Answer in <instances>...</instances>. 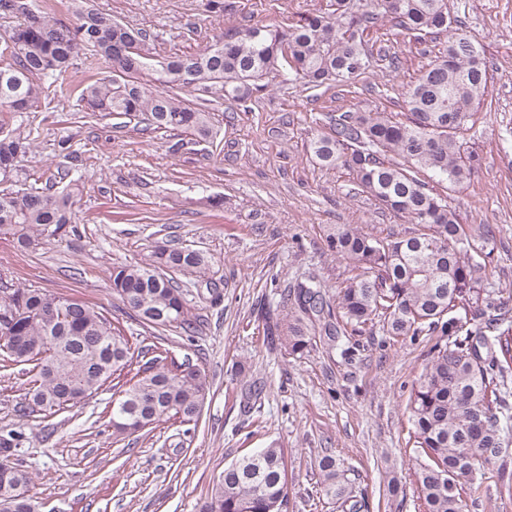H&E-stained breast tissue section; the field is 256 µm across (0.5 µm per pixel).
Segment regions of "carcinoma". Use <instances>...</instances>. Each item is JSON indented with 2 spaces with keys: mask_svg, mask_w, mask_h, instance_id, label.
<instances>
[{
  "mask_svg": "<svg viewBox=\"0 0 512 512\" xmlns=\"http://www.w3.org/2000/svg\"><path fill=\"white\" fill-rule=\"evenodd\" d=\"M333 11L304 14L286 29L246 27L194 53L150 62L149 34L70 0L73 21L44 16L29 0H0V17H21L0 38V236L29 249L73 223L80 193L13 188L30 135L10 113L38 108L44 85L81 57L103 60L112 71L84 85L81 111L125 115L147 127L181 128L198 143L216 146L208 112L184 94L194 91L239 104L264 89L268 77L330 89L370 67L364 33L383 20L412 32L444 33L447 40L405 94L404 112H338L311 141L325 166L353 174L352 193L365 195L413 225L411 235L379 236L350 224L325 226L327 250L349 262L337 294L310 277L281 294L267 335L288 354L321 346L350 355V338L378 333L412 343L429 339L427 363L410 386L407 408L413 441L424 460L414 471L425 512H463V493H479L495 479L512 494V299L485 287L497 227L461 224L445 190L465 184L479 163L464 134L488 96L485 52L451 15L448 0H333ZM210 267L202 252L161 247L145 265L112 268V291L147 325L175 327L191 336L196 320L188 289L174 274L202 278ZM0 360L33 364L32 386L19 407L50 414L75 407L112 384L109 418L117 434L151 431L163 423L198 420L209 387L204 371L153 357L130 343L123 329L94 307L37 288L0 280ZM325 495L341 512H369L368 495L349 482L330 453L315 459ZM29 472L0 463V504L37 512ZM283 449L272 444L224 468L205 512H288Z\"/></svg>",
  "mask_w": 512,
  "mask_h": 512,
  "instance_id": "1",
  "label": "carcinoma"
}]
</instances>
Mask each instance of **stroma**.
Masks as SVG:
<instances>
[{
	"instance_id": "1",
	"label": "stroma",
	"mask_w": 512,
	"mask_h": 512,
	"mask_svg": "<svg viewBox=\"0 0 512 512\" xmlns=\"http://www.w3.org/2000/svg\"><path fill=\"white\" fill-rule=\"evenodd\" d=\"M328 0H89L93 8L150 32L153 58L203 49L225 31L248 25L288 27ZM485 49L489 95L468 122L466 139L480 157L470 181L449 192L461 223L493 224L504 259L492 281L512 292V0H449ZM373 51L405 61L396 73L373 61L353 83L311 90L270 81L248 106L224 101L210 112L222 143H191L178 130H146L123 115L78 111L81 82L106 70L76 62L44 88L41 110L17 114L33 147L19 186L69 169L80 179L73 224L23 251L0 236V277L85 302L123 326L135 345L161 344L177 360L204 369L210 393L198 423L166 424L116 437L104 387L78 407L22 417L17 407L29 366L0 368V433L24 440L12 463L33 474L40 512H199L225 465L278 443L288 466L289 512H337L313 461L333 452L354 485L366 489L370 512H424L414 483L416 453L408 388L426 363L424 342L362 336L352 363L316 348L289 356L264 335L289 283L309 276L340 288L348 263L327 251L323 228L354 224L384 235L411 226L372 200L352 195L350 172L318 164L312 137L330 112H399L402 93L440 42L386 21L370 31ZM71 140L69 157L57 142ZM201 251L220 299L189 293L194 336L141 323L112 293V267L149 262L157 243ZM261 390V408L244 409L245 389ZM402 492L385 499L391 478Z\"/></svg>"
}]
</instances>
